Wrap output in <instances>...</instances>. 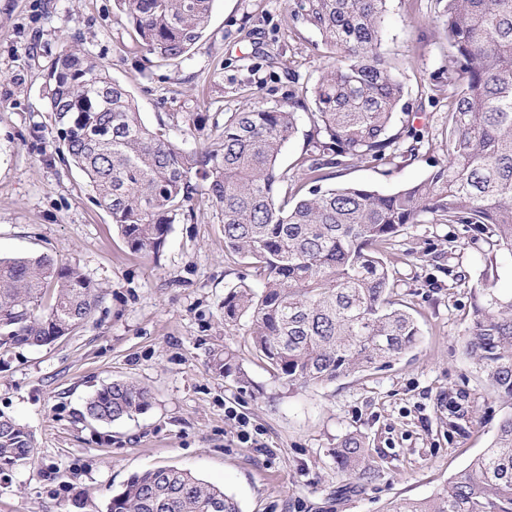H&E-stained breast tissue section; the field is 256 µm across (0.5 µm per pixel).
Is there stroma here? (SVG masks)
Returning a JSON list of instances; mask_svg holds the SVG:
<instances>
[{"mask_svg": "<svg viewBox=\"0 0 512 512\" xmlns=\"http://www.w3.org/2000/svg\"><path fill=\"white\" fill-rule=\"evenodd\" d=\"M431 5L389 0L380 46L399 66L430 152L391 165L355 162L335 184L393 192L443 159L448 92L423 94L432 78L448 76V38ZM68 41L104 62L144 121L165 123L176 140L191 113L220 125L243 106L311 90L329 61L319 31L293 20L287 0H215L195 49L170 61L145 59L114 0H0V257L51 255L101 293L89 323L71 335L0 348V416L23 425L35 446L29 464L0 475V512H107L132 475L158 467L224 487L243 512H384L391 499L432 496L491 445L508 407L462 340L473 289L512 292L511 254L456 225L406 226L390 260L421 329L418 345L380 370L285 386L257 361L244 326L224 324L225 294L259 279L226 257L215 210L196 203L158 255L135 253L92 202L82 173L62 162L47 76ZM310 130L299 112L279 159L288 175L280 197L292 195ZM227 348L247 385L211 369ZM120 379L147 387L150 406L111 424L84 418L86 400ZM452 391L471 408L458 429L448 425ZM350 433L365 438L380 467L360 495L332 458Z\"/></svg>", "mask_w": 512, "mask_h": 512, "instance_id": "35a3bbf8", "label": "stroma"}]
</instances>
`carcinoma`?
I'll return each mask as SVG.
<instances>
[{
    "mask_svg": "<svg viewBox=\"0 0 512 512\" xmlns=\"http://www.w3.org/2000/svg\"><path fill=\"white\" fill-rule=\"evenodd\" d=\"M388 0H297L292 14L317 29L332 63L311 90V156L301 164L295 202L278 201V161L297 128L288 104L249 105L224 121L212 146L185 147L147 125L130 91L107 65L70 43L54 59L49 106L64 159L87 179L135 253L157 255L171 225L207 199L224 224V251L261 277L224 296V324L244 323L252 348L288 387L332 383L380 368L419 342L421 330L396 299L389 250L409 224H458L512 254V0H435L450 48L446 155L423 180L392 193L322 187L356 160L391 164L423 147L403 103L397 65L379 51ZM214 0H115L142 50L160 60L188 55L208 27ZM197 112L188 135L205 134ZM400 129L392 132L395 123ZM100 293L77 268L52 256L0 257V346L39 347L89 321ZM463 338L491 389L508 406L492 444L433 496L398 498L386 512H512V294H474ZM214 372L248 383L231 349ZM147 388L115 380L85 404L112 423L150 405ZM448 398V424L468 419ZM31 435L0 416V471L29 463ZM337 469L364 491L380 469L357 434L334 450ZM107 512H242L224 488L190 471L133 475Z\"/></svg>",
    "mask_w": 512,
    "mask_h": 512,
    "instance_id": "1",
    "label": "carcinoma"
}]
</instances>
